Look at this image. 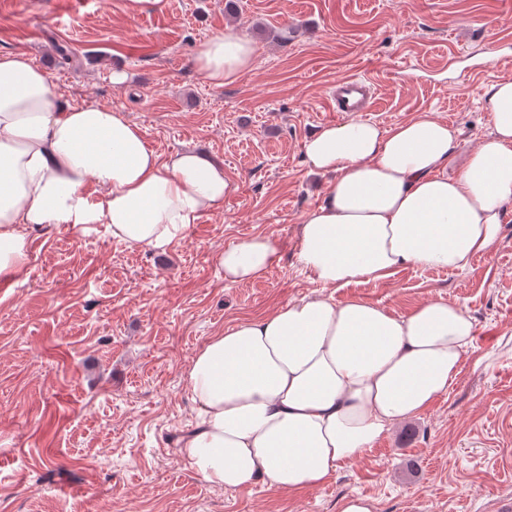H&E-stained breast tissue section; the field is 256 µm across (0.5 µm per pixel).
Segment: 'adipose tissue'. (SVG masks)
<instances>
[{
    "label": "adipose tissue",
    "mask_w": 512,
    "mask_h": 512,
    "mask_svg": "<svg viewBox=\"0 0 512 512\" xmlns=\"http://www.w3.org/2000/svg\"><path fill=\"white\" fill-rule=\"evenodd\" d=\"M254 57L228 25L194 64L221 86ZM488 96L492 130L459 159L456 130L427 112L388 129L348 119L306 140L307 165L328 178L298 229L296 258L315 281L341 288L405 267L462 269L491 251L512 213V79ZM230 191L208 154L160 159L123 112L60 101L26 53H0V276L23 270L32 232L62 225L156 248L223 210ZM278 251L267 235L226 246L225 282L259 278ZM474 335L465 308L441 298L393 316L362 299L314 296L235 324L191 362L197 413L180 457L224 489L259 480L278 491L317 488L446 394Z\"/></svg>",
    "instance_id": "1"
}]
</instances>
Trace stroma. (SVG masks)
I'll list each match as a JSON object with an SVG mask.
<instances>
[{"label": "stroma", "instance_id": "stroma-1", "mask_svg": "<svg viewBox=\"0 0 512 512\" xmlns=\"http://www.w3.org/2000/svg\"><path fill=\"white\" fill-rule=\"evenodd\" d=\"M0 0V52L44 68L63 100L122 111L160 158L195 148L224 165L223 211L141 249L106 232L32 233L24 271L0 289V512H497L512 499V219L463 269L402 268L342 288L296 259L298 226L327 180L304 143L341 121L336 80H378L366 120L382 128L429 112L465 152L491 130L487 91L512 78V0ZM251 39V70L216 86L192 61L226 24ZM291 28L288 40L273 39ZM73 62L60 66L57 45ZM127 76L112 81L113 72ZM265 234L280 258L228 284L224 248ZM322 295L400 315L427 299L467 308L478 334L445 395L396 423L322 486L224 490L185 467L196 410L188 367L227 326Z\"/></svg>", "mask_w": 512, "mask_h": 512}]
</instances>
